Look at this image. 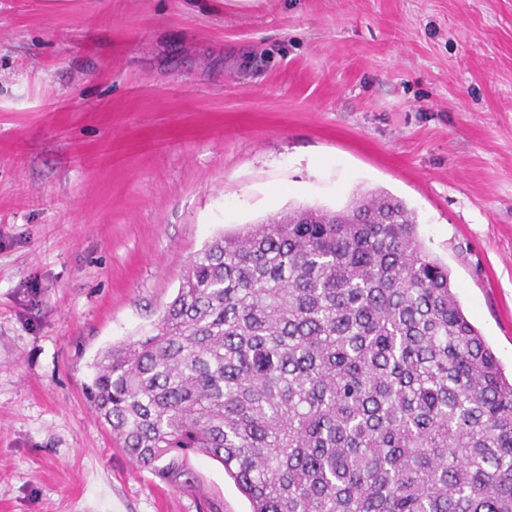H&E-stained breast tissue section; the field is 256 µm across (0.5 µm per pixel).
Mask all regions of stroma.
<instances>
[{
	"label": "stroma",
	"instance_id": "1",
	"mask_svg": "<svg viewBox=\"0 0 512 512\" xmlns=\"http://www.w3.org/2000/svg\"><path fill=\"white\" fill-rule=\"evenodd\" d=\"M401 199L512 372V0H0V512H248L89 407L222 233Z\"/></svg>",
	"mask_w": 512,
	"mask_h": 512
}]
</instances>
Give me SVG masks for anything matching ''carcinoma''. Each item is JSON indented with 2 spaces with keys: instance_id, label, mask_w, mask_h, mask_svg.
Listing matches in <instances>:
<instances>
[{
  "instance_id": "1",
  "label": "carcinoma",
  "mask_w": 512,
  "mask_h": 512,
  "mask_svg": "<svg viewBox=\"0 0 512 512\" xmlns=\"http://www.w3.org/2000/svg\"><path fill=\"white\" fill-rule=\"evenodd\" d=\"M89 370L138 467L208 456L250 512H512V379L390 195L215 237Z\"/></svg>"
}]
</instances>
